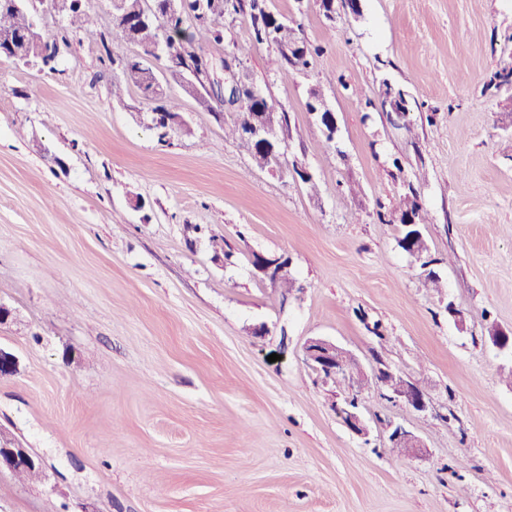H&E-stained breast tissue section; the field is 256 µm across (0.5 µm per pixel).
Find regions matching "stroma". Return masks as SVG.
<instances>
[{"label":"stroma","instance_id":"obj_1","mask_svg":"<svg viewBox=\"0 0 512 512\" xmlns=\"http://www.w3.org/2000/svg\"><path fill=\"white\" fill-rule=\"evenodd\" d=\"M267 8L321 47L310 70L279 63L245 12L196 44L285 114L276 174L180 78L165 92L186 134L158 138L139 91L112 100L140 52L120 36L104 53L70 35L53 73L0 60V348L18 359L0 436L45 473H1L0 512H512V353L489 337L512 331V85L490 82L512 0ZM387 81L411 129L385 111ZM411 187L437 291L397 243ZM257 254L286 259L293 288ZM313 337L415 383L428 411L317 373ZM352 397L362 435L336 411ZM397 424L418 455H392ZM413 213L417 215V224H425L426 217L422 208L417 200V195L413 187L408 188V192L404 193L399 197V200L393 210V216L399 222L401 217Z\"/></svg>","mask_w":512,"mask_h":512}]
</instances>
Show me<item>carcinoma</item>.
Masks as SVG:
<instances>
[{
  "label": "carcinoma",
  "instance_id": "1",
  "mask_svg": "<svg viewBox=\"0 0 512 512\" xmlns=\"http://www.w3.org/2000/svg\"><path fill=\"white\" fill-rule=\"evenodd\" d=\"M139 0H129V13L113 16L116 33L126 41L136 43L143 49V54L122 61L123 85L112 84V99H121L123 86L134 87L153 103L151 111L163 112L168 116L179 113L178 104L167 96H158L150 91V84L144 80L147 71L146 56L151 48L162 45V52L168 62H174L182 68L199 67L207 60L201 48L194 45V32L203 30L210 38L219 42L223 31L216 28L218 19L229 12L249 9L253 37L258 43H273L277 46L280 61L299 70L310 66L319 49L299 43L295 29L287 23L280 22L266 9V0H184L182 8L169 12L162 10L154 20H140L137 10ZM45 5L44 11L68 21L64 25L65 35L44 39L49 66L45 71H57L61 47L68 45L66 33L72 31L88 40L108 49L109 35L96 25V20L84 5L78 6L75 0H40ZM34 22V15L16 0H0V36L12 35L20 42L16 47H23L21 39L27 36ZM301 44V54L288 56L289 47ZM247 113H240V118L232 126L224 129L225 135L235 138L239 146L252 157L256 167L264 168L268 163L269 152L263 149L257 140L248 134L246 128ZM413 213L420 224L426 223V217L417 200L413 187L399 197L393 210L396 220Z\"/></svg>",
  "mask_w": 512,
  "mask_h": 512
}]
</instances>
